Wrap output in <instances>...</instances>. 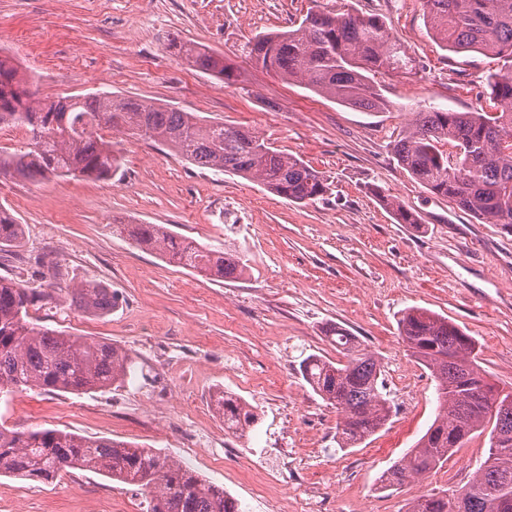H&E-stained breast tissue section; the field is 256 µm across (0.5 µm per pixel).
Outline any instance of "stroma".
<instances>
[{"mask_svg":"<svg viewBox=\"0 0 512 512\" xmlns=\"http://www.w3.org/2000/svg\"><path fill=\"white\" fill-rule=\"evenodd\" d=\"M381 18L416 60L382 77L388 107L337 104L257 68L259 34L298 26L309 9ZM193 43L235 68L224 84L178 54ZM0 54L27 73L42 100L107 92L244 127L321 173L323 198L293 203L259 183L197 168L151 140L112 130L121 171L107 180H0V207L23 224L0 252V277L41 293L43 327L128 351L123 382L83 394L0 396V425L58 429L166 454L224 487L241 512H407L417 497L468 484L488 454L475 434L423 480L385 490L380 477L413 448L438 410L436 383L399 334L419 307L478 343L491 383L512 388V229L483 224L431 193L397 162L413 113L471 112L489 101L480 54L433 40L421 0H0ZM396 200L418 223L400 224ZM161 224L247 266L214 280L113 235L112 225ZM107 284L119 306L92 316L66 290ZM341 325L382 363L387 424L351 448L337 444L336 409L300 372L311 354L340 355ZM224 391L257 416L232 435L211 403ZM150 496L90 471L41 481L0 476V512H146Z\"/></svg>","mask_w":512,"mask_h":512,"instance_id":"stroma-1","label":"stroma"}]
</instances>
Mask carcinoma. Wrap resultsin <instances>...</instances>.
I'll list each match as a JSON object with an SVG mask.
<instances>
[{
	"mask_svg": "<svg viewBox=\"0 0 512 512\" xmlns=\"http://www.w3.org/2000/svg\"><path fill=\"white\" fill-rule=\"evenodd\" d=\"M435 40L454 54L477 53L502 60L486 75L494 111L415 112L394 145L398 163L435 195L446 197L483 224L512 227V0H422ZM180 52L198 70L226 83L233 66L209 49L185 43ZM255 64L341 105L365 111L385 106L376 76L410 74L415 60L374 15L307 12L298 28L256 36L248 45ZM25 126L28 150L0 152V178L86 176L106 179L120 157L99 127L127 130L172 149L185 161L218 173L258 181L291 202L323 197L319 172L280 151L255 132L200 118L146 100L110 93L43 101L35 98L18 68L0 59V126ZM401 224L418 216L390 201ZM144 250L209 277L237 279L245 269L232 250L217 253L174 236L160 224H117ZM22 225L0 208V250L21 242ZM71 304L86 314L106 315L117 296L105 283L84 281L69 289ZM38 295L0 277V393L37 389L82 394L114 385L128 375V353L104 341L64 334L28 321ZM403 341L437 383L440 410L427 432L382 474L383 487L420 478L447 461L472 434L499 433L506 442L489 453L462 488L463 512H512V406L478 364L471 336L448 318L409 308L399 320ZM327 337L345 360L319 355L301 361L314 392L336 407L339 443L354 446L387 423L391 406L382 392L380 361L347 329L333 325ZM225 427L240 433L255 422L249 405L222 391L214 399ZM85 469L149 492L148 512H239L224 489L206 483L166 455L134 444L92 439L57 429L18 431L0 426V476L51 480ZM407 512H456L453 499L427 494Z\"/></svg>",
	"mask_w": 512,
	"mask_h": 512,
	"instance_id": "cac0c4a2",
	"label": "carcinoma"
}]
</instances>
